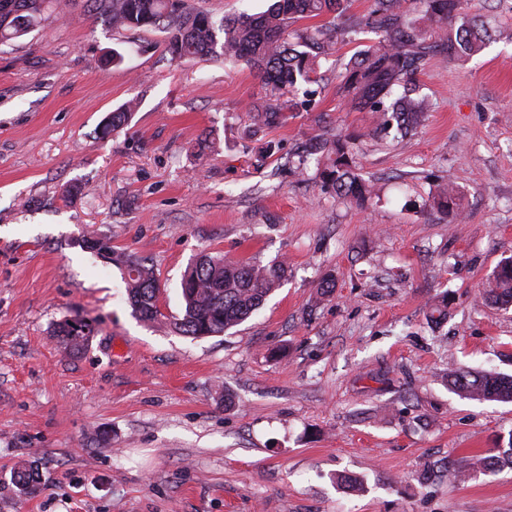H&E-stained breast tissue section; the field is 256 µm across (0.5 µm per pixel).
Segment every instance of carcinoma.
I'll return each mask as SVG.
<instances>
[{
	"instance_id": "carcinoma-1",
	"label": "carcinoma",
	"mask_w": 512,
	"mask_h": 512,
	"mask_svg": "<svg viewBox=\"0 0 512 512\" xmlns=\"http://www.w3.org/2000/svg\"><path fill=\"white\" fill-rule=\"evenodd\" d=\"M52 0H0V42L25 36L39 23ZM87 12L112 23L115 29H150L164 34V51L173 60L219 58L242 61L256 70L265 96L249 105L252 125L273 128L287 113L312 102L316 91L305 89L303 99L289 96L301 84H311L320 60L332 55L336 42L373 34V43L358 49L344 65L338 87L346 105L373 117L372 130L385 138L411 134L433 103L420 92L417 74L435 54L471 57L490 38L468 18L467 0H371L369 9L346 15L344 0H272L260 13H242L215 23L209 13L189 0H85ZM333 15L332 20L300 29V20ZM134 110L129 104L112 113L102 134L118 131ZM304 156L293 165L301 178L315 169L321 187L336 196L362 203L374 194V182L356 173V138L323 133L308 138ZM458 192L437 185L432 207L459 216ZM127 300L145 322L161 316L160 288L153 268L129 257L124 261ZM287 277L284 263L267 265L250 260L205 254L187 267L181 280L184 313L170 323L174 332L208 337L245 321ZM486 298L512 305V259L500 263L488 278ZM94 335L84 319L56 324L53 336L69 352H81ZM452 390L479 401H512V377L462 369L448 371Z\"/></svg>"
}]
</instances>
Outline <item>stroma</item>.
I'll list each match as a JSON object with an SVG mask.
<instances>
[{
    "label": "stroma",
    "mask_w": 512,
    "mask_h": 512,
    "mask_svg": "<svg viewBox=\"0 0 512 512\" xmlns=\"http://www.w3.org/2000/svg\"><path fill=\"white\" fill-rule=\"evenodd\" d=\"M81 2L0 43V512H512V469L482 464L512 402L446 379L512 375V307L481 294L512 257V43L431 58L423 127L383 141L340 104L358 44L339 43L314 105L250 137V67L173 61L163 33ZM324 131L357 137L365 206L285 173ZM443 180L453 222L429 205ZM94 234L153 265L158 321L82 248ZM206 252L284 261L288 279L241 325L182 336L181 276ZM77 316L95 334L72 354L53 330ZM27 467L40 492L16 481ZM448 386L479 401H512V377L462 369L448 371Z\"/></svg>",
    "instance_id": "obj_1"
}]
</instances>
